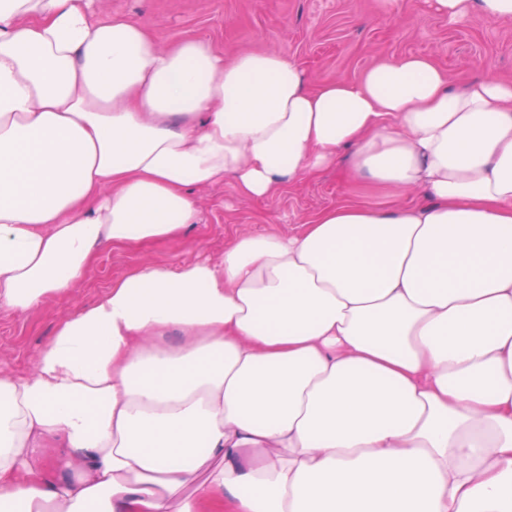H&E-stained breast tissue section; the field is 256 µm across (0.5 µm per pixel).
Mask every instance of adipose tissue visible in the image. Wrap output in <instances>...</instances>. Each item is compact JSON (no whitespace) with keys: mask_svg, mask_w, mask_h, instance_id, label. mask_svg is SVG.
<instances>
[{"mask_svg":"<svg viewBox=\"0 0 512 512\" xmlns=\"http://www.w3.org/2000/svg\"><path fill=\"white\" fill-rule=\"evenodd\" d=\"M344 149L426 202L113 280L0 371V512H512V82L405 55L314 86L277 53L158 47L103 0H0V307L183 238L224 178L262 199Z\"/></svg>","mask_w":512,"mask_h":512,"instance_id":"1","label":"adipose tissue"}]
</instances>
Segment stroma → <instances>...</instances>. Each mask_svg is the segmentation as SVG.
Wrapping results in <instances>:
<instances>
[{"label": "stroma", "mask_w": 512, "mask_h": 512, "mask_svg": "<svg viewBox=\"0 0 512 512\" xmlns=\"http://www.w3.org/2000/svg\"><path fill=\"white\" fill-rule=\"evenodd\" d=\"M113 14L147 26L159 45L201 37L232 58L243 51L276 52L297 63L312 84L360 77L378 58L425 55L448 70L455 89L487 76L512 78V20L473 13L458 24L428 0H106ZM200 222L186 238L100 256L73 292L38 312L0 309V370L30 373L58 323L94 301L133 265L220 259L235 233L301 231L330 206L384 203L383 195L343 179L336 168L303 176L262 199L239 195L232 179L196 193Z\"/></svg>", "instance_id": "obj_1"}]
</instances>
